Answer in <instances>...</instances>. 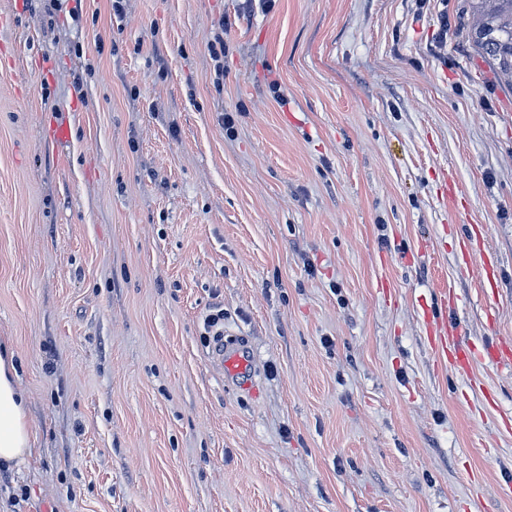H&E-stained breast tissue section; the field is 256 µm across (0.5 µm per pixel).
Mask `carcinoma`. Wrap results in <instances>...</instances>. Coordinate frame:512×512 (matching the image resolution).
Masks as SVG:
<instances>
[{
    "label": "carcinoma",
    "mask_w": 512,
    "mask_h": 512,
    "mask_svg": "<svg viewBox=\"0 0 512 512\" xmlns=\"http://www.w3.org/2000/svg\"><path fill=\"white\" fill-rule=\"evenodd\" d=\"M467 35L498 75L512 80V0H467Z\"/></svg>",
    "instance_id": "cac0c4a2"
}]
</instances>
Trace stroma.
<instances>
[{
  "label": "stroma",
  "instance_id": "1",
  "mask_svg": "<svg viewBox=\"0 0 512 512\" xmlns=\"http://www.w3.org/2000/svg\"><path fill=\"white\" fill-rule=\"evenodd\" d=\"M122 5L0 0V341L35 439L0 512H512V369L480 356L512 339V85L465 0ZM431 339L434 347L448 362V366L455 370H466L470 366L469 358L463 348L452 343L455 335L454 327L446 322L432 323ZM217 360L225 375L249 388L252 384L250 377V359L248 353L240 343L217 340Z\"/></svg>",
  "mask_w": 512,
  "mask_h": 512
}]
</instances>
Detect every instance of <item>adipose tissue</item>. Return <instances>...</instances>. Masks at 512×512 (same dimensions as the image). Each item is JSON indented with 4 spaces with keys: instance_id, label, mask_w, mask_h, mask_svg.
Segmentation results:
<instances>
[{
    "instance_id": "obj_1",
    "label": "adipose tissue",
    "mask_w": 512,
    "mask_h": 512,
    "mask_svg": "<svg viewBox=\"0 0 512 512\" xmlns=\"http://www.w3.org/2000/svg\"><path fill=\"white\" fill-rule=\"evenodd\" d=\"M32 449V432L15 356L6 347L0 349V465H21L31 456Z\"/></svg>"
}]
</instances>
